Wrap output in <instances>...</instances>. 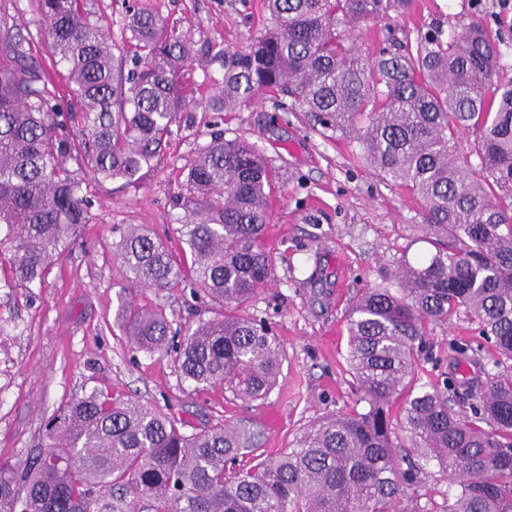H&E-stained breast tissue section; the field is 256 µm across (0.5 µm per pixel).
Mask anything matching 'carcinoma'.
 <instances>
[{
    "mask_svg": "<svg viewBox=\"0 0 512 512\" xmlns=\"http://www.w3.org/2000/svg\"><path fill=\"white\" fill-rule=\"evenodd\" d=\"M54 65L66 73L69 115L0 15V268L39 288L77 230L93 219L84 175L138 183L191 111L183 78L189 35L142 6L116 22L132 56L115 54L106 19L87 0H39ZM413 0H265L269 24L215 57L223 74L207 102L235 112L262 93L289 97L354 159L421 203L434 247L369 288L347 318L352 404L310 422L294 447L261 451L250 420L185 435L169 416L108 391L72 401L24 466L0 463V512H512V79L499 37L478 22L433 29L398 51L365 55L351 29L408 12ZM480 131L479 169L458 163L464 132ZM176 233L191 265L135 224H115L126 281L158 292L182 282L218 306L169 343L164 306L120 304L115 322L135 345L166 354L195 387L245 401L276 385L283 349L247 313L272 277L263 237L279 172L255 144L211 134L184 168ZM500 358L471 398L456 386L412 387L427 325L459 310ZM404 401L401 423L393 404ZM440 479L447 489L407 496Z\"/></svg>",
    "mask_w": 512,
    "mask_h": 512,
    "instance_id": "obj_1",
    "label": "carcinoma"
}]
</instances>
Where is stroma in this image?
Instances as JSON below:
<instances>
[{"instance_id": "obj_1", "label": "stroma", "mask_w": 512, "mask_h": 512, "mask_svg": "<svg viewBox=\"0 0 512 512\" xmlns=\"http://www.w3.org/2000/svg\"><path fill=\"white\" fill-rule=\"evenodd\" d=\"M186 31L198 51L185 73L196 111L184 113L164 157L140 184L118 187L88 181L94 219L54 265L45 287L9 288L0 283V460L24 463L46 441V425L74 399L92 389L111 390L181 419L190 433L219 421L250 419L266 426L265 452L291 447L313 418L341 409L352 398L348 363V313L367 288L390 287L402 257L430 253L420 207L407 188L383 180L357 161L356 142L325 138L300 112H286L263 99L237 112L208 109L210 83L222 69L212 55L243 46L266 23L264 0H143ZM30 39V52L45 70L53 61L39 24L38 0H0ZM483 19L500 33L505 76L512 77V4L504 0H415L405 15L352 32L356 44L376 55L396 43L413 42L431 28L461 30ZM255 142L278 168L279 190L265 244L274 278L247 312L265 320L278 336L284 359L266 399L243 402L221 387L195 389L182 380L171 357L138 349L115 322L122 297L164 305L173 325L209 317L212 304L190 285L155 292L131 287L120 272L112 244L116 224H142L184 258L174 233L180 211L184 164L210 140ZM431 354L421 364V382L437 384L464 371L494 372L492 341L471 317L460 313L428 327ZM473 349L475 359L454 363L453 346Z\"/></svg>"}]
</instances>
